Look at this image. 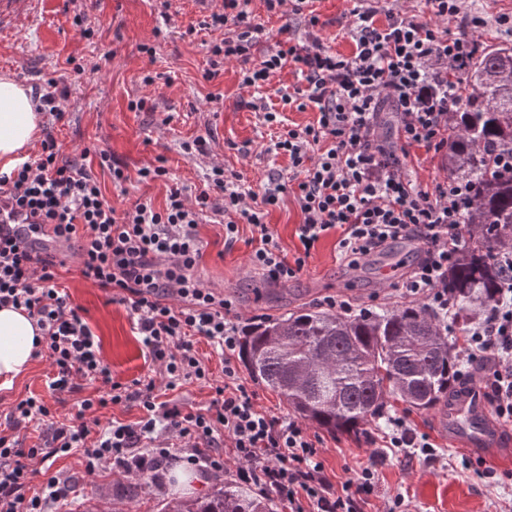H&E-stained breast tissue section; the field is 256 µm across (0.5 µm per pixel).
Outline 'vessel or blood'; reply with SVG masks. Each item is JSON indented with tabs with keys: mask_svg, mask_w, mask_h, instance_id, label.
I'll return each instance as SVG.
<instances>
[{
	"mask_svg": "<svg viewBox=\"0 0 512 512\" xmlns=\"http://www.w3.org/2000/svg\"><path fill=\"white\" fill-rule=\"evenodd\" d=\"M41 4L42 0H0V26H24ZM32 221L27 212L0 203V232L14 237L25 236ZM438 425L450 440L482 456L498 454L504 442L502 427L492 417L484 392L476 384L457 394L440 414Z\"/></svg>",
	"mask_w": 512,
	"mask_h": 512,
	"instance_id": "obj_1",
	"label": "vessel or blood"
}]
</instances>
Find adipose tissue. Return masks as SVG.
I'll return each mask as SVG.
<instances>
[{"label": "adipose tissue", "mask_w": 512, "mask_h": 512, "mask_svg": "<svg viewBox=\"0 0 512 512\" xmlns=\"http://www.w3.org/2000/svg\"><path fill=\"white\" fill-rule=\"evenodd\" d=\"M40 116L23 85L9 74L0 75V169L22 163L24 149L37 140ZM35 320L25 312L0 307V388H11L29 369L35 356Z\"/></svg>", "instance_id": "ef3b65f1"}]
</instances>
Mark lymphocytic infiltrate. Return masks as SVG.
Instances as JSON below:
<instances>
[{"mask_svg": "<svg viewBox=\"0 0 512 512\" xmlns=\"http://www.w3.org/2000/svg\"><path fill=\"white\" fill-rule=\"evenodd\" d=\"M312 2L264 0L268 14L288 9L303 16L306 31L299 38L291 25H282L280 40L260 56L255 47L263 27L250 0H217L204 22L223 33L210 46L206 78L235 61L241 65L240 86L257 90L290 66L301 84L283 95V103L318 111L314 123L285 127L271 143L272 151L287 155L288 176L269 177L262 192L238 184L215 166L206 189L191 195L174 184L163 208L140 198L120 210L105 200L93 172L97 166L106 168L113 182H125L111 154L85 149L79 160H66L49 135L34 158L0 173V198L36 218L37 230H50L59 245L79 241L81 274L130 309L166 389L208 381L196 338H205L224 356L223 383L215 386L209 406L195 412L159 400L154 378L113 381L96 335L58 288L57 270L66 265L68 254H49L36 237L0 236V306L22 309L35 319L56 370L51 388L75 392L86 382L98 385L99 396L80 402L85 412L121 403L138 404L144 411L137 424L113 422L96 433L82 424L52 421L45 443L34 448L0 434V512H54L66 498L70 481L61 473L31 492L34 461L77 452L88 472L109 463L156 484L175 445L187 464L204 472L223 471L226 459H233L241 481L263 485L289 512H357L359 496L372 492L380 454H372L340 491L329 492L316 440L296 420L257 408L235 361L240 330L224 316L230 304L205 287L197 273L203 243L196 227L204 213L222 217L229 247L239 224L250 225L258 244L249 263L272 284L296 278L305 253L333 230L340 233L339 254L354 266L385 246L420 243L423 249L402 281V294L447 313L448 271L468 239L466 209L474 187L447 178L423 189L409 178L402 153L415 145L447 146L448 118L461 102L455 77L472 61L476 44L470 34L485 20L462 12L461 0H424L435 17L457 22L460 33L392 10L382 25L372 0H353L349 36L354 48L344 56L317 36L320 20ZM387 105L400 142L396 148L380 135V115ZM91 156L97 165L88 164ZM289 189L302 214L298 238L304 250L292 261L265 222L269 207ZM497 258L504 277L496 299L472 323L456 358L461 369L489 362L485 385L494 414L511 424L512 246L501 247ZM388 426L386 447L435 461L433 443L405 417H390Z\"/></svg>", "mask_w": 512, "mask_h": 512, "instance_id": "f902f5d3", "label": "lymphocytic infiltrate"}]
</instances>
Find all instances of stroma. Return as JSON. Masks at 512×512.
Returning a JSON list of instances; mask_svg holds the SVG:
<instances>
[{
  "label": "stroma",
  "mask_w": 512,
  "mask_h": 512,
  "mask_svg": "<svg viewBox=\"0 0 512 512\" xmlns=\"http://www.w3.org/2000/svg\"><path fill=\"white\" fill-rule=\"evenodd\" d=\"M174 5L177 14L167 17L160 0H45L22 29H0V74L14 76L36 96L50 79L67 88L66 120L57 123L46 114L41 122L42 133L55 138L62 156L73 158L84 147L94 146L112 153L123 166L128 179L121 184L113 183L108 169L95 171L103 196L119 209L139 198L164 207L172 182L195 191L204 189L208 164L188 159L180 149L182 141L198 135L209 136L214 157L225 174L239 175L242 184L255 192H262L270 174L287 173V156L267 150L275 129L264 123L261 112L248 106L256 96L281 109L289 126H303L317 118L315 109L299 111L281 100L299 83L293 69L276 74L258 93L240 88V66L235 62L225 64L215 78L205 79L215 38L202 26L207 13L197 0H175ZM314 7L324 45L351 54L349 0H316ZM462 8L480 12L487 21L473 34L478 47L512 38L496 23L498 16L512 15V0H463ZM145 44L155 48V57L142 53ZM78 64L83 65V73H75ZM148 74L154 78L149 85L143 82ZM138 98L152 103L153 111L129 110V102ZM160 157L169 171L167 181H139V169ZM301 221L300 208L290 191L266 218L270 232L292 259L303 252L297 236ZM198 233L204 243L199 274L208 287L232 300L229 317L241 327L304 306H321L325 296L338 292L372 310L399 304L400 274L417 260L421 249L415 242L397 243L354 270L339 259L338 234L333 231L312 250L295 280L274 285L249 265L256 245L249 225H240L237 240L229 248L224 245L221 224L202 221ZM388 264L395 265L398 272L386 279L382 269ZM58 285L68 292L98 336L101 357L114 380L128 383L155 374L156 366L125 305L86 280L74 261L60 269ZM51 374L49 358L40 354L11 389H0V432L22 446L40 443L48 434L46 422L15 423L12 407L29 396L43 399L57 419L79 418L91 429L114 420L132 424L142 415L132 403L109 405L96 415L79 416L81 397L95 394V386H85L78 394L59 393L48 386ZM385 413V418L368 425L363 434L334 436L309 426V433L321 441L324 474L333 487H340L380 450L391 416L406 417L411 428L428 436L448 463L443 466L390 452L378 467L374 491L362 512H381L384 501L397 496L403 497L409 512H512V449L482 460L439 431L434 411L417 410L394 399ZM185 468V463L173 461L159 489L113 465L87 474L79 455L74 454L59 457L51 469L41 470L32 486L40 488L51 472L61 471L70 478L69 512H85L107 502L121 512H160L163 501L186 496L178 479Z\"/></svg>",
  "instance_id": "obj_1"
}]
</instances>
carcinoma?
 <instances>
[{
  "label": "carcinoma",
  "mask_w": 512,
  "mask_h": 512,
  "mask_svg": "<svg viewBox=\"0 0 512 512\" xmlns=\"http://www.w3.org/2000/svg\"><path fill=\"white\" fill-rule=\"evenodd\" d=\"M497 49H485L464 78L466 108L452 113L445 165L476 184L470 233L448 273V314L420 303L347 316L301 308L242 332L249 374L278 391L302 419L330 433L357 434L381 417L386 398L419 410L448 408L456 361L441 328L447 318L466 333L491 307L500 284L496 255L512 240V174L484 173L485 154L512 152V88L497 85ZM268 492L231 482L203 497L169 501L163 512H274Z\"/></svg>",
  "instance_id": "cac0c4a2"
}]
</instances>
